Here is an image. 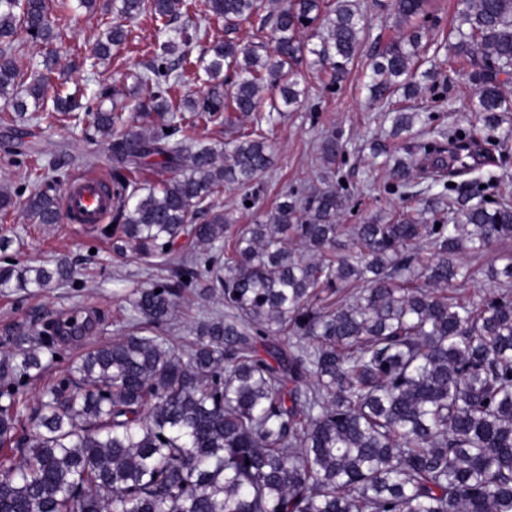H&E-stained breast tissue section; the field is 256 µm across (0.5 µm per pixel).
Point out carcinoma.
Returning <instances> with one entry per match:
<instances>
[{
  "label": "carcinoma",
  "instance_id": "1",
  "mask_svg": "<svg viewBox=\"0 0 512 512\" xmlns=\"http://www.w3.org/2000/svg\"><path fill=\"white\" fill-rule=\"evenodd\" d=\"M392 5L396 25L409 29L370 63L368 90L379 99L421 90L425 0ZM460 5L448 54L468 59L476 111L494 131L508 120L499 76L512 71V0ZM193 6L114 0L120 17H148L165 39L131 75V111L114 103L82 112L76 94L52 84L56 57L35 64L15 44L20 29L61 40L73 21L67 0L56 16L46 0H0L10 121L69 115L110 142L113 249L166 272L126 298L127 333L75 361L31 407L25 388L55 340L20 331L0 354V449L22 457L0 462V512H512V254L488 271L493 292L479 301L458 293L472 263L512 239L511 201L489 208L480 190L454 182L467 170L454 147L478 141L455 121L432 127L417 112L388 113L394 137L426 126L401 156L373 148L388 190L416 198L417 171L443 190L428 219L408 207L346 228L350 190L336 172L346 144L326 132L324 187L285 194L232 234L224 187L242 189L245 202L261 192L268 134L304 95L299 65L313 56L333 89L368 27L358 0H205L201 14ZM257 19L261 29L272 23L269 40L227 37L191 59L213 23L234 34ZM130 35L113 26L93 55L107 60ZM197 65L214 81L207 96L173 105ZM140 117L150 123L131 125ZM203 123L226 126L224 144L203 141ZM148 168L157 184L146 188L139 173ZM63 176L54 160L34 169L23 208L35 223H60L51 188ZM71 277L63 258L52 268L8 263L0 289ZM187 293L220 305L189 340L168 335Z\"/></svg>",
  "mask_w": 512,
  "mask_h": 512
}]
</instances>
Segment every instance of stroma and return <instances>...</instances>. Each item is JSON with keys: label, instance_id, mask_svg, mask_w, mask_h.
Instances as JSON below:
<instances>
[{"label": "stroma", "instance_id": "obj_1", "mask_svg": "<svg viewBox=\"0 0 512 512\" xmlns=\"http://www.w3.org/2000/svg\"><path fill=\"white\" fill-rule=\"evenodd\" d=\"M369 21V33L360 54L350 64L348 77L334 90H326L323 74L318 68L304 70L307 97L277 124L270 136L274 150V167L264 180L259 202L250 209L242 204L243 193L228 190L224 193V208L230 211L237 225L251 224L263 219L274 208L280 194L290 189H306L317 183L319 163L317 146L328 130L342 132L347 143L343 160L337 161L339 176L356 193L340 216L341 224L350 226L369 220L372 216L395 211L403 206L398 195L388 191L389 177L374 162L369 143L376 140L388 151L402 152L405 138L388 137L382 124V113L403 110L429 114L442 112L456 118L459 124L475 134L485 155L469 175L470 180L494 183L492 200H512V145L501 148L499 132L486 130L471 107L473 88L464 75L463 64L449 66L445 37L456 22L458 0H427L428 20L423 39L430 46L435 80L423 81L422 90L413 97L395 94L381 101L371 100L365 88L368 65L378 45L397 37L399 29L392 16L391 0H361ZM77 20L65 40L44 43L26 33H19L25 52L34 61L46 53H54L60 66H72L65 85L66 91H79L92 108L111 110L112 101L97 98L99 85L116 87L128 92L127 72L140 68L143 50L154 34L149 21L131 23L135 35L128 49L120 56L104 62L91 63V47L102 32L111 14L103 9L78 10ZM33 159H63L69 173L85 172L91 177L111 178L108 143L91 140L85 130L67 120L42 123L30 138ZM93 155L96 165L81 168L83 157ZM0 238L11 239L9 258L20 261L51 263L68 259L75 271L74 282L68 286L50 285L38 293L22 290L0 292V350L5 340L18 330L31 331L43 320L61 316L84 320L99 316L101 329L80 341L57 346L56 359L50 360L43 379L30 382L29 397H36L43 384L66 376L68 367L78 355L109 342L121 335L126 313L125 299L132 289L148 285V277L128 257L117 253L112 240L101 224H35L22 209L0 212Z\"/></svg>", "mask_w": 512, "mask_h": 512}]
</instances>
